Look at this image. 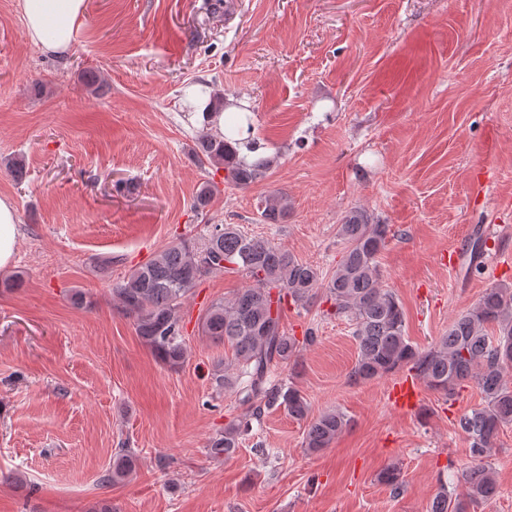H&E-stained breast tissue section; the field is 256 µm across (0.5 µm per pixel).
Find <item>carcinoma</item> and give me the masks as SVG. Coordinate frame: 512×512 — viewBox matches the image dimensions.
Listing matches in <instances>:
<instances>
[{
  "label": "carcinoma",
  "mask_w": 512,
  "mask_h": 512,
  "mask_svg": "<svg viewBox=\"0 0 512 512\" xmlns=\"http://www.w3.org/2000/svg\"><path fill=\"white\" fill-rule=\"evenodd\" d=\"M236 130L242 131L236 119L228 122L222 135L203 128L195 139V153L212 173L224 171L225 184L243 189L265 177L276 157L251 162L240 157L242 141L230 137ZM213 188L211 178L202 183L195 209L209 206ZM287 214V199L271 195L261 217L266 224H278ZM390 233V225L375 220L367 210H350L337 230L344 245L341 259L325 275L236 224H214L199 242L180 239L166 245L128 273L112 292L134 319L141 341L161 363L177 369L186 360L182 304L204 274L224 271L252 281L231 299L212 302L198 321L202 335L231 348L236 375L224 373L217 381L235 390L244 406L242 414L210 440L207 452L212 458L235 454L252 421L272 408L282 407L296 420H309L304 443L311 452L330 447L348 426L349 419L339 410L309 418V403L299 390L272 378L275 367L299 352V342L282 328L283 304L306 305L320 289L332 302L336 317L347 319L352 326L358 348L354 379L380 378L408 366L428 387L450 397L463 382H475L486 405L459 420L477 458L461 475L466 495L457 496L444 483L430 507V512H469L499 493L482 458L489 456L501 428L512 424V287L500 284L486 289L473 307L455 318L433 348L422 352L408 339L402 305L381 283L378 256ZM137 465L134 452L119 449L112 467L101 476V484L123 482Z\"/></svg>",
  "instance_id": "carcinoma-1"
}]
</instances>
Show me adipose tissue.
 Here are the masks:
<instances>
[{
    "label": "adipose tissue",
    "mask_w": 512,
    "mask_h": 512,
    "mask_svg": "<svg viewBox=\"0 0 512 512\" xmlns=\"http://www.w3.org/2000/svg\"><path fill=\"white\" fill-rule=\"evenodd\" d=\"M85 5L86 0H21L30 38L52 54L71 49L75 24Z\"/></svg>",
    "instance_id": "ef3b65f1"
}]
</instances>
